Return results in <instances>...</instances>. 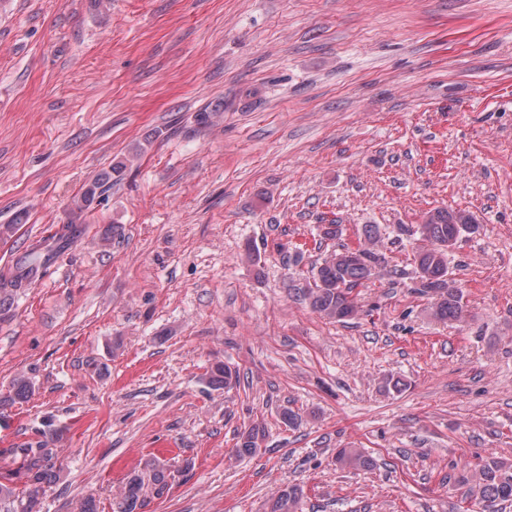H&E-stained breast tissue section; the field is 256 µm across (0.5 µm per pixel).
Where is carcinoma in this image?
<instances>
[{"mask_svg": "<svg viewBox=\"0 0 512 512\" xmlns=\"http://www.w3.org/2000/svg\"><path fill=\"white\" fill-rule=\"evenodd\" d=\"M126 168V161L119 160L109 170L89 179L73 201L74 213L105 200L112 187L123 180ZM475 224L476 217L469 212L436 207L425 213L417 225L416 233L426 242L416 257L419 288L436 296L431 315L440 322L454 323L464 316L462 296L448 278V246L456 245ZM77 233L76 224L70 221L62 226L60 233L38 241L17 259L13 272L0 277V312L13 306L17 292L28 287ZM363 234V242L356 246L342 244L315 266L313 283L303 290L304 298L315 312L336 321H345L358 313L354 291L372 278L378 262L377 228L367 225ZM31 392V382L19 377L13 381L9 395L0 399V404L25 400ZM258 440V429H248L240 434L235 452L240 456L255 454ZM56 442L55 435L45 433L12 449L19 465L11 474L0 475V512H41L46 488L59 477ZM336 461L353 468L369 465V459L357 448L339 449ZM151 471L150 492L160 498L169 490L170 474L160 462L153 463ZM454 485L464 490L466 497L483 503L487 512H497L495 506L512 503V463L488 458L477 471L455 477ZM143 488L144 478L140 474L128 475L124 494L113 504V512H140L146 504ZM300 496L301 491L296 487L278 490L269 502V512H297Z\"/></svg>", "mask_w": 512, "mask_h": 512, "instance_id": "obj_1", "label": "carcinoma"}]
</instances>
